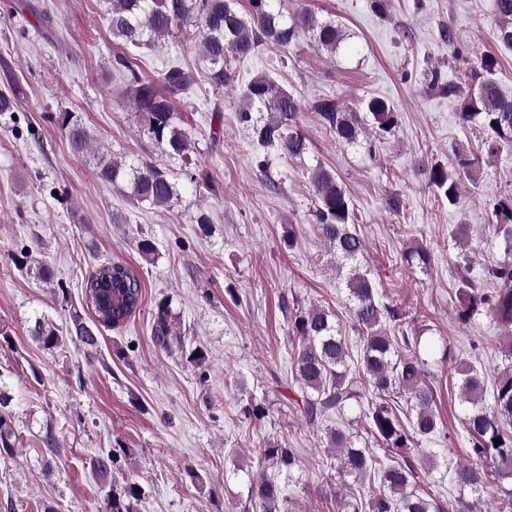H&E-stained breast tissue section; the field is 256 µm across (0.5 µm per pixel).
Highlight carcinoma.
<instances>
[{"mask_svg":"<svg viewBox=\"0 0 512 512\" xmlns=\"http://www.w3.org/2000/svg\"><path fill=\"white\" fill-rule=\"evenodd\" d=\"M249 9L242 14L236 0H111L107 18L112 38L125 48L160 47L189 18L199 20L193 36L210 64L209 80L222 89L239 80L235 63L254 56L261 47L287 48L307 34L315 45L336 52L342 31L336 22L322 20L304 11H288L287 0H248ZM497 42L512 51V0H494ZM498 58L485 55L480 67L463 73L468 91L459 97L458 117L462 124L481 128L487 135L489 153L501 146L512 147V91L503 89L495 78ZM122 72L124 95L142 117L147 131L154 135L168 155L187 152L189 140L178 124L173 101L195 83L194 74L178 65L164 73L161 83L142 79L124 56L116 59ZM428 87L454 96L458 84L446 79L438 70L426 78ZM301 100L265 76L250 79L244 86L241 105L235 112L237 122L250 131L254 148L253 161L259 171L269 165L265 151L274 149L291 159H302L309 152L305 135L296 126ZM322 125L336 139L348 145L359 142L365 130L358 109L334 98H323L312 106ZM375 135L383 137L398 125V113L381 99L365 105ZM71 149L82 153L92 147L93 139L78 123L63 121ZM479 163V158L453 149L448 164H435L426 170L428 185L441 202L458 204L463 178ZM98 177L128 189L138 203L153 207L168 205L178 194L177 183L168 171L154 162L127 164L101 157ZM311 192L315 199L313 221L320 237L334 250L340 265H350L346 287L351 326L362 343L360 367L374 392L367 406L359 408L358 422L366 434L381 446V453L354 446L352 436L340 427L326 430L328 445L336 449L337 472L347 483L368 484L366 496L345 500L341 512H473L464 490L477 491L490 483L512 479V375L505 372L495 381L491 402H486L485 380L472 367L459 370V399L469 405L464 421L463 441L471 461L456 464L446 461L445 468L459 495L441 500L418 493V473L413 465L420 442L443 434L441 421L433 409V392L423 383L424 362L401 322L403 313L385 295L373 287L368 274L360 271L359 260L365 244L352 228L354 211L350 198L336 176L317 165L311 169ZM491 226L505 243L504 257L490 265L467 251H460L455 263V293L459 300L458 321L466 325L478 315L489 317L505 330L502 347L512 356V194L489 204ZM431 253L423 247L403 252L397 270L412 274L425 268ZM83 299L91 310V324L80 315L73 316L72 326L62 331L46 317H37L31 335L43 348L53 350L64 343V335L93 352L98 346L99 328H119L139 309L142 291L139 279L125 265L107 261L83 283ZM292 328L291 365L300 391L298 408L305 422L316 426L336 416L346 418L361 393L356 382L348 378L350 357L346 331L329 312L307 309L293 298L288 308ZM153 339L163 350L183 348L169 306L161 304L154 318ZM409 400L410 413L401 418L393 404L395 395ZM12 396L0 378V456L14 455L19 432L10 410ZM500 440L495 444L494 440ZM261 458L278 471L292 472L298 465L297 450L288 442H266ZM117 449H102L91 458L93 474L103 483L112 481L113 468L119 462ZM140 486L129 480L108 497V512H134L140 500ZM251 496L262 512H280L283 488L277 478L265 475L251 486Z\"/></svg>","mask_w":512,"mask_h":512,"instance_id":"obj_1","label":"carcinoma"}]
</instances>
